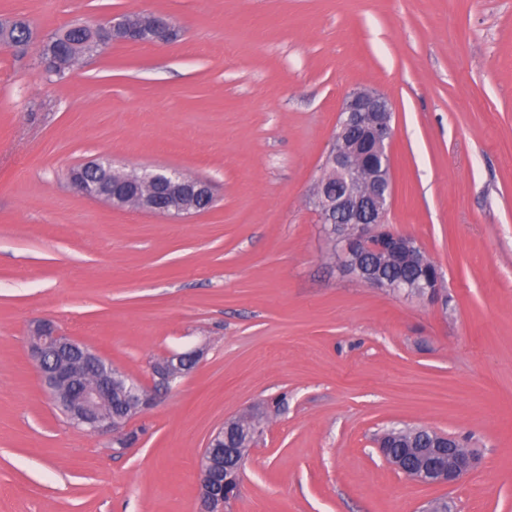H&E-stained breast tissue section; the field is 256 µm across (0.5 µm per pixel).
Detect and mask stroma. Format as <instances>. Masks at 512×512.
Listing matches in <instances>:
<instances>
[{
    "label": "stroma",
    "mask_w": 512,
    "mask_h": 512,
    "mask_svg": "<svg viewBox=\"0 0 512 512\" xmlns=\"http://www.w3.org/2000/svg\"><path fill=\"white\" fill-rule=\"evenodd\" d=\"M166 16L165 46L115 43L47 83L0 48V512H199L212 432H264L224 512H512V0H0L36 42L75 20ZM393 103L387 222L436 265L435 300L356 280L308 203L338 110ZM171 167L204 212L166 217L74 192L71 168ZM147 383L137 444L71 426L28 356L40 321ZM478 458L422 486L387 429Z\"/></svg>",
    "instance_id": "stroma-1"
}]
</instances>
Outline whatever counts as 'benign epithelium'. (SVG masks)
Listing matches in <instances>:
<instances>
[{
	"instance_id": "1",
	"label": "benign epithelium",
	"mask_w": 512,
	"mask_h": 512,
	"mask_svg": "<svg viewBox=\"0 0 512 512\" xmlns=\"http://www.w3.org/2000/svg\"><path fill=\"white\" fill-rule=\"evenodd\" d=\"M71 30L88 31L85 48L95 51L107 39L124 43L166 44L174 39L175 27L158 21L148 13H129L109 17L94 27L74 22ZM393 107L383 93L372 89L355 90L345 97L339 109L336 133L332 137L316 181L312 204L320 223L332 240L341 246L342 265L356 268L355 278L367 286L386 289L396 295L413 296L406 282L391 281L373 267L360 265L365 254L378 256L393 247L415 254L418 245L408 236L384 226L393 195L391 145ZM92 171L100 181L86 178ZM333 174L345 190L330 196L325 173ZM70 183L82 196L103 200L117 208H135L157 215H189L202 211L214 201L210 186L203 180L177 170L132 169L118 172L107 159L92 160L72 168ZM28 352L57 407L68 422L96 434H109L124 448L133 433L130 424L152 406L160 391H168L195 367L200 352L171 353L152 366L153 387L140 380L130 385L131 402L127 412L116 417L108 411L112 389L120 372L112 365L97 369L96 376L84 378V367L96 364L102 355L84 343L60 333L53 323H38L29 337ZM231 423L226 421L210 436L198 461L200 512H224V482L219 480L216 459L223 451L218 446ZM448 457L447 471L435 479L427 478L436 459ZM421 467L411 472L402 459L389 462L406 478L424 485H454L476 465L475 454L450 437L432 448H420Z\"/></svg>"
}]
</instances>
